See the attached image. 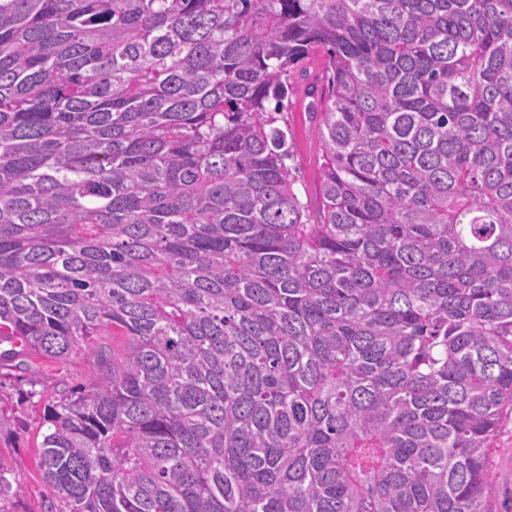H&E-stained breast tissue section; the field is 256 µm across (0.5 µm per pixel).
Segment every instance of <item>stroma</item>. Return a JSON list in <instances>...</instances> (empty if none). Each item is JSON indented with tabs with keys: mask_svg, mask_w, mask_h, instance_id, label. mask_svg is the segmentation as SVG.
Instances as JSON below:
<instances>
[{
	"mask_svg": "<svg viewBox=\"0 0 512 512\" xmlns=\"http://www.w3.org/2000/svg\"><path fill=\"white\" fill-rule=\"evenodd\" d=\"M305 70V76L296 77L294 81L287 119L293 134L295 187L314 207L318 204L323 159L315 133L317 121L308 105L311 101L309 92L319 71L318 62H308ZM92 376V364L80 353L71 354L63 363L32 358L24 368L14 360L0 365V417L9 422L8 428L0 431V470L18 478L24 486L18 498L0 501V512H46L49 501V492L38 467L39 426L44 405L35 399H23L22 391L32 385L49 391L62 381L86 385ZM497 446L491 468L494 495L489 510L512 512V417L504 419Z\"/></svg>",
	"mask_w": 512,
	"mask_h": 512,
	"instance_id": "obj_1",
	"label": "stroma"
}]
</instances>
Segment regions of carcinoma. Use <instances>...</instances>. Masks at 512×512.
<instances>
[{
  "label": "carcinoma",
  "instance_id": "obj_1",
  "mask_svg": "<svg viewBox=\"0 0 512 512\" xmlns=\"http://www.w3.org/2000/svg\"><path fill=\"white\" fill-rule=\"evenodd\" d=\"M3 343L98 370L47 396V512H488L512 0H0ZM305 77L297 76L294 80V93L288 101V124L293 134L295 163L287 161L288 165H295L293 171L296 177L294 187L307 199L313 209L318 204L319 179L321 173L322 150L315 133L317 119L308 111L312 97L308 94L311 86L316 83L319 63L316 60L304 65Z\"/></svg>",
  "mask_w": 512,
  "mask_h": 512
}]
</instances>
